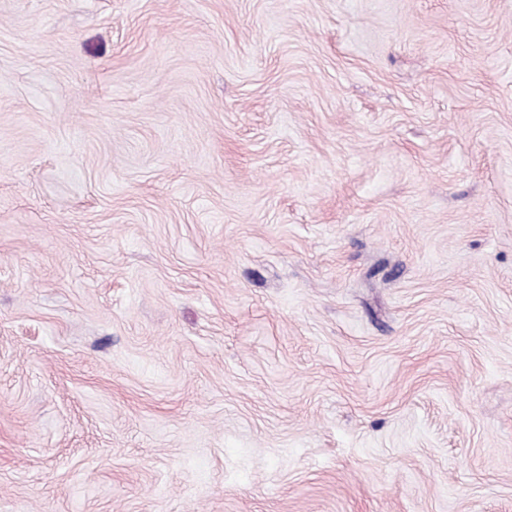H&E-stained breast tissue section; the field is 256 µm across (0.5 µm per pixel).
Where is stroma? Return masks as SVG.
<instances>
[{"instance_id":"obj_1","label":"stroma","mask_w":512,"mask_h":512,"mask_svg":"<svg viewBox=\"0 0 512 512\" xmlns=\"http://www.w3.org/2000/svg\"><path fill=\"white\" fill-rule=\"evenodd\" d=\"M0 512H512V0H0Z\"/></svg>"}]
</instances>
